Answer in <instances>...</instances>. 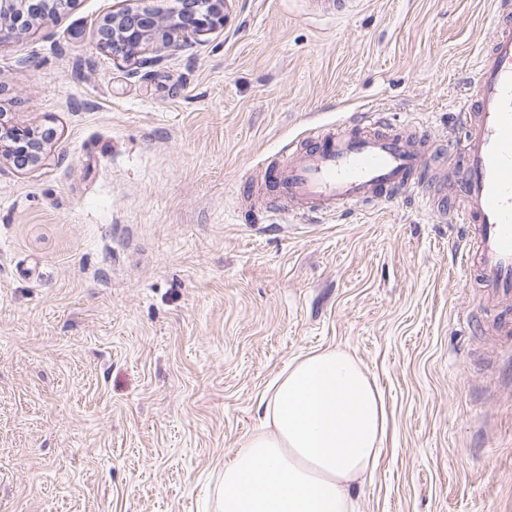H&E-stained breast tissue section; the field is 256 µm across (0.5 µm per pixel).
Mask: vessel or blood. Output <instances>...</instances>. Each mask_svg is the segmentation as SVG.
<instances>
[{
	"mask_svg": "<svg viewBox=\"0 0 512 512\" xmlns=\"http://www.w3.org/2000/svg\"><path fill=\"white\" fill-rule=\"evenodd\" d=\"M494 27L475 79L461 90L468 106L454 122L466 131L456 196L444 182L424 192L429 155L417 135L390 130L382 114L367 111L283 145L245 198L274 192L280 211L307 219L397 195L438 214L454 205L468 230L461 266L496 308L501 332L512 334V0H502Z\"/></svg>",
	"mask_w": 512,
	"mask_h": 512,
	"instance_id": "vessel-or-blood-1",
	"label": "vessel or blood"
}]
</instances>
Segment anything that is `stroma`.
Masks as SVG:
<instances>
[{
	"mask_svg": "<svg viewBox=\"0 0 512 512\" xmlns=\"http://www.w3.org/2000/svg\"><path fill=\"white\" fill-rule=\"evenodd\" d=\"M120 0L0 41V112L51 126L0 159V512H221L224 464L296 357L341 348L380 389L360 512H512V360L453 213L399 199L292 222L239 193L354 112L445 142L497 0H232L131 76L96 43ZM56 138L53 127L29 128L17 125L10 113L0 112V159L14 161L24 169L39 164L45 147Z\"/></svg>",
	"mask_w": 512,
	"mask_h": 512,
	"instance_id": "obj_1",
	"label": "stroma"
}]
</instances>
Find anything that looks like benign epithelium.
<instances>
[{
	"label": "benign epithelium",
	"mask_w": 512,
	"mask_h": 512,
	"mask_svg": "<svg viewBox=\"0 0 512 512\" xmlns=\"http://www.w3.org/2000/svg\"><path fill=\"white\" fill-rule=\"evenodd\" d=\"M179 4L175 13L162 17L153 0H123V6L98 28V47L114 62L135 66L132 74L138 75L156 62L146 57L156 37L173 45L224 25V0H179ZM61 5L62 0H0V40L50 18ZM55 138L52 127H21L10 113L0 112V158L20 169L39 164Z\"/></svg>",
	"instance_id": "1"
}]
</instances>
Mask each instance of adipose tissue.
<instances>
[{"mask_svg": "<svg viewBox=\"0 0 512 512\" xmlns=\"http://www.w3.org/2000/svg\"><path fill=\"white\" fill-rule=\"evenodd\" d=\"M264 425L224 466L223 512H358L352 485L376 467L383 398L341 349L308 353L277 378Z\"/></svg>", "mask_w": 512, "mask_h": 512, "instance_id": "1", "label": "adipose tissue"}]
</instances>
